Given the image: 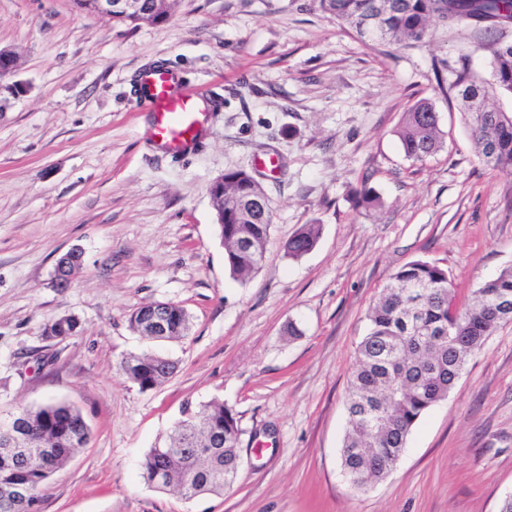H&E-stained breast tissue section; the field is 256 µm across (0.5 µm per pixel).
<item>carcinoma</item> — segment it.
<instances>
[{
  "mask_svg": "<svg viewBox=\"0 0 512 512\" xmlns=\"http://www.w3.org/2000/svg\"><path fill=\"white\" fill-rule=\"evenodd\" d=\"M318 9L350 27L362 40L419 42L433 20L451 22L508 16L512 0H456L455 16L448 0H316ZM488 77L473 71L471 53L459 54L450 69L460 110L469 124L474 152L486 166L512 171V113L493 99L512 95V42L488 44ZM405 156L422 161L443 145L439 115L420 100L403 114L397 132ZM224 258L231 277L247 282L266 258L272 230L269 198L244 170L227 171L210 185ZM321 235L318 224H307L291 236L285 253L297 259L310 252ZM512 299V266L479 286L460 307L444 268L417 260L401 267L371 308L347 396V424L341 468L351 484L366 489L383 480L400 460L421 418L454 390L468 359L485 345L495 329L512 322L497 300ZM170 334L163 341L185 337L190 316L171 305ZM80 324L56 319L44 325L49 337L73 336ZM121 362L123 374L141 390L162 385L175 371L173 361L153 354ZM184 417L169 437L172 445L153 447L142 462L141 477L159 489L175 488L187 498L231 487L239 472V420L224 402L213 399ZM28 425L24 454L0 448V512H34L38 489L73 452L90 438V429L75 407L50 402L20 411ZM164 480L154 482L157 470ZM8 488L26 495L3 497Z\"/></svg>",
  "mask_w": 512,
  "mask_h": 512,
  "instance_id": "obj_1",
  "label": "carcinoma"
}]
</instances>
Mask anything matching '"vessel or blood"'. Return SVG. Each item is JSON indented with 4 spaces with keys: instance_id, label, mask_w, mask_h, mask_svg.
Listing matches in <instances>:
<instances>
[{
    "instance_id": "b4317fda",
    "label": "vessel or blood",
    "mask_w": 512,
    "mask_h": 512,
    "mask_svg": "<svg viewBox=\"0 0 512 512\" xmlns=\"http://www.w3.org/2000/svg\"><path fill=\"white\" fill-rule=\"evenodd\" d=\"M139 102L152 115L156 148L177 155L194 150L201 142L209 109L201 94L181 86L179 74L153 67L139 76Z\"/></svg>"
}]
</instances>
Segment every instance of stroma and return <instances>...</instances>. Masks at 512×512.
Segmentation results:
<instances>
[{"instance_id":"stroma-1","label":"stroma","mask_w":512,"mask_h":512,"mask_svg":"<svg viewBox=\"0 0 512 512\" xmlns=\"http://www.w3.org/2000/svg\"><path fill=\"white\" fill-rule=\"evenodd\" d=\"M486 38L435 21L421 43L364 42L315 0H172L167 21L137 27L72 0H0V50L15 53L25 88L0 93V416L65 402L90 427L37 512H498L512 494V323L470 357L382 482L357 489L340 466L348 379L393 274L436 263L464 303L512 266V172L478 161L449 90L461 49L486 71ZM158 64L215 104L194 151L153 145L136 89ZM422 99L445 142L417 162L397 129ZM233 169L272 205L266 261L244 285L224 265L209 193ZM364 186L382 209L356 205ZM306 224L320 225L318 244L288 258ZM73 248L82 264L55 284ZM153 302L184 307L189 335L134 333L130 314ZM65 316L78 333L46 338ZM133 354L177 370L140 390L120 370ZM214 398L242 430L234 486L187 498L146 484L148 450Z\"/></svg>"}]
</instances>
